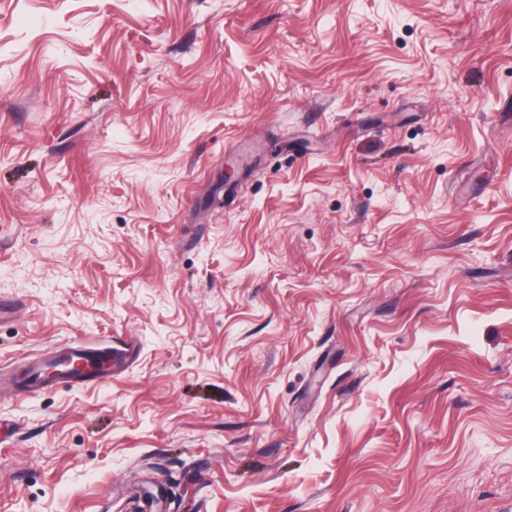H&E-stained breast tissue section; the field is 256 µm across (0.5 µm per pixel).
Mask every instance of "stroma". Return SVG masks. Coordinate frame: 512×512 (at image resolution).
<instances>
[{
    "label": "stroma",
    "mask_w": 512,
    "mask_h": 512,
    "mask_svg": "<svg viewBox=\"0 0 512 512\" xmlns=\"http://www.w3.org/2000/svg\"><path fill=\"white\" fill-rule=\"evenodd\" d=\"M2 300L0 512H512V0H0ZM116 349L112 346L106 347H94L84 344H79L71 349V351L59 352L58 355L47 354L43 358L30 363L27 367L26 374L28 376L29 386H39L42 390H49L54 385L65 382H90L94 380L103 381L108 377H111V373L108 371L103 374H95L94 367L99 359L107 357L112 365V351ZM61 354H68L70 362L66 365L58 366L59 374L57 378L48 385H41V379L45 369L53 364L57 357ZM109 365L107 359L100 360L96 367L99 369H106Z\"/></svg>",
    "instance_id": "stroma-1"
}]
</instances>
